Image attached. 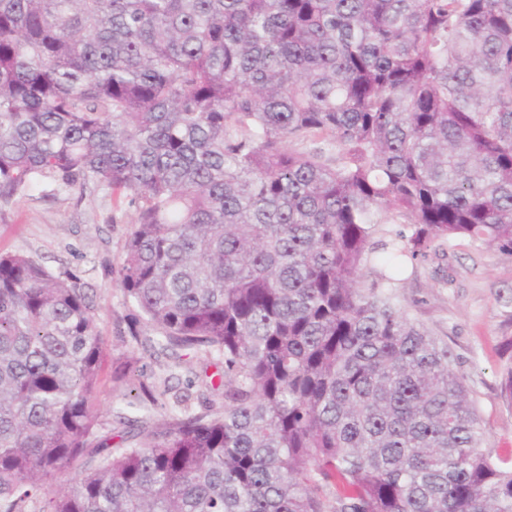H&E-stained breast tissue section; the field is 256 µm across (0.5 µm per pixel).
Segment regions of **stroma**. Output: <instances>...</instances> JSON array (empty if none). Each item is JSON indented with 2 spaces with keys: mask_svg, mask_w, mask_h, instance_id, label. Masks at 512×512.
Masks as SVG:
<instances>
[{
  "mask_svg": "<svg viewBox=\"0 0 512 512\" xmlns=\"http://www.w3.org/2000/svg\"><path fill=\"white\" fill-rule=\"evenodd\" d=\"M136 210L129 197L86 188L62 189L41 181L9 201H0V251L34 256L47 270L77 276L93 290L98 325L106 344L99 410L106 423L116 412L132 419L128 440L143 443L170 416L173 397L188 394L190 410L222 407L223 392L205 391V376L223 373L221 361L180 351L157 355L143 328L132 342L127 325L134 306L116 280L133 230ZM512 255L493 246L458 241L445 260L428 257L407 269L399 283L401 302L415 321L447 343L465 378L485 431L484 446L496 458L512 459V400L501 381L512 367ZM154 401H141L140 384Z\"/></svg>",
  "mask_w": 512,
  "mask_h": 512,
  "instance_id": "1",
  "label": "stroma"
}]
</instances>
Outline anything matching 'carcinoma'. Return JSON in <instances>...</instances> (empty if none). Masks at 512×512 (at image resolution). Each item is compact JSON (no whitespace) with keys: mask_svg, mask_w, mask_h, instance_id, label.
Wrapping results in <instances>:
<instances>
[{"mask_svg":"<svg viewBox=\"0 0 512 512\" xmlns=\"http://www.w3.org/2000/svg\"><path fill=\"white\" fill-rule=\"evenodd\" d=\"M131 196L118 282L224 407L114 448L93 299L0 253V512H512L397 294L512 254V0H0V200Z\"/></svg>","mask_w":512,"mask_h":512,"instance_id":"1","label":"carcinoma"}]
</instances>
